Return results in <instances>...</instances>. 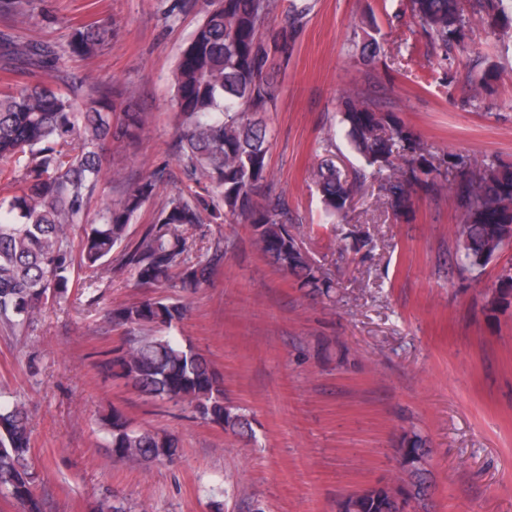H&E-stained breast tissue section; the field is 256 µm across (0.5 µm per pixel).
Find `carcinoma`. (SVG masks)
I'll return each mask as SVG.
<instances>
[{
	"instance_id": "1",
	"label": "carcinoma",
	"mask_w": 512,
	"mask_h": 512,
	"mask_svg": "<svg viewBox=\"0 0 512 512\" xmlns=\"http://www.w3.org/2000/svg\"><path fill=\"white\" fill-rule=\"evenodd\" d=\"M279 0H165L163 15L178 22L199 16L192 38L173 72L174 105L182 116L176 152L186 173L207 183L203 192L170 196L154 223L132 243L128 227L154 195L160 174L144 175L96 224L84 229L73 255L68 230L86 222L95 190L104 176L102 156L112 140L134 144L145 114L130 103L131 93L82 79L63 89L51 74L58 55L47 43L20 36L0 37L4 71L14 68L27 80L0 90V165L12 164L15 191L0 197V326L12 332L29 328L49 296L68 290L73 263L96 274L112 265L122 248L121 269L143 288L195 292L210 285L223 262L225 244L193 253L187 230L229 215L251 228L262 256L295 278L299 288L332 298L334 283L305 250L288 224V204L268 179L270 129L265 118L278 91V73L306 25L309 6L292 0L278 16ZM411 11L439 55L461 45L475 20H500L498 38L512 40V0H411ZM110 36L97 22L78 29L70 54L90 58ZM345 135L367 166L387 171L379 186L397 214L410 209L413 191L437 190L447 180L421 142L391 112L360 95L346 102ZM325 211L347 209L360 175L342 177L335 155L327 154L314 171ZM463 209L457 225L458 259L471 269L490 255L512 247V169L490 159L450 183ZM486 307H512V268L492 288H481ZM186 315V307L144 299L112 310V323L125 338L101 365L142 396L174 405L187 404L202 418L237 435L251 432L249 419L224 403L223 383L211 362L172 336L161 334ZM112 455L132 466L172 462L179 440L134 428L115 411L110 420ZM398 481L411 486L406 497L393 487H368L336 500V512H418L426 508L429 480L427 439L405 433L395 449ZM30 426L25 403L0 400V489L22 508L43 512L36 494V472L29 459Z\"/></svg>"
}]
</instances>
